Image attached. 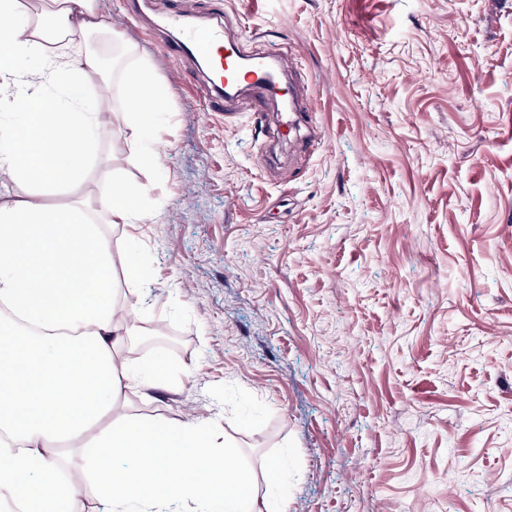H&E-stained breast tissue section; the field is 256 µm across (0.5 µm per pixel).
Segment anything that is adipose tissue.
Masks as SVG:
<instances>
[{
  "label": "adipose tissue",
  "mask_w": 512,
  "mask_h": 512,
  "mask_svg": "<svg viewBox=\"0 0 512 512\" xmlns=\"http://www.w3.org/2000/svg\"><path fill=\"white\" fill-rule=\"evenodd\" d=\"M26 15L24 0H0V81L21 106L0 114V171L16 189L0 205V504L71 512L89 489L110 512H165L185 498L255 512L249 475L208 425L171 427L125 410L126 389H149L156 402L170 386L122 356L140 329L114 300L101 230L147 219L141 190L110 179L98 225L89 203L44 201L79 185L87 165H110L93 150L101 100L86 92L101 60L76 46L102 24L95 0H51L33 24ZM134 81L129 119L152 163L164 100L150 71Z\"/></svg>",
  "instance_id": "1"
}]
</instances>
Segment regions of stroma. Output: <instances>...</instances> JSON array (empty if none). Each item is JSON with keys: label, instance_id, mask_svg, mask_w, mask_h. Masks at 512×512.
I'll return each instance as SVG.
<instances>
[{"label": "stroma", "instance_id": "obj_1", "mask_svg": "<svg viewBox=\"0 0 512 512\" xmlns=\"http://www.w3.org/2000/svg\"><path fill=\"white\" fill-rule=\"evenodd\" d=\"M165 2L291 45L317 110L269 141L279 107L256 120L244 87L211 111L179 31L96 0V149L159 215L105 230L146 331L124 356L172 380L132 413L209 423L287 512H512V0ZM143 68L167 103L154 169L122 111Z\"/></svg>", "mask_w": 512, "mask_h": 512}]
</instances>
